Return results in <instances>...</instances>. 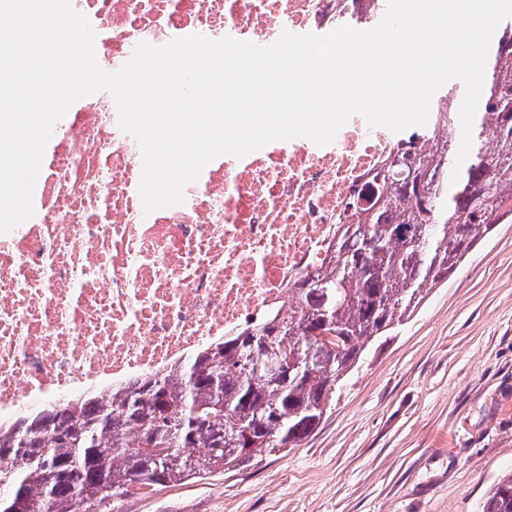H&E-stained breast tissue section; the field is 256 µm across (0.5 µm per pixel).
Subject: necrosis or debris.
<instances>
[{
	"label": "necrosis or debris",
	"instance_id": "4bbe7bcc",
	"mask_svg": "<svg viewBox=\"0 0 512 512\" xmlns=\"http://www.w3.org/2000/svg\"><path fill=\"white\" fill-rule=\"evenodd\" d=\"M96 33L94 58L121 71L136 47L199 34L255 44L283 32L377 27L385 0H69ZM106 90L56 122L34 214L0 234V434L22 404L119 392L207 342L287 315L315 274L345 203L399 143L353 115L327 144L274 141L222 155L182 203L146 211L142 153Z\"/></svg>",
	"mask_w": 512,
	"mask_h": 512
}]
</instances>
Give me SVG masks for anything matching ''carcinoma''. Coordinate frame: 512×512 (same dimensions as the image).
Instances as JSON below:
<instances>
[{
  "instance_id": "cac0c4a2",
  "label": "carcinoma",
  "mask_w": 512,
  "mask_h": 512,
  "mask_svg": "<svg viewBox=\"0 0 512 512\" xmlns=\"http://www.w3.org/2000/svg\"><path fill=\"white\" fill-rule=\"evenodd\" d=\"M409 143L436 128L448 141L460 115L438 101ZM473 140L457 180L449 158L423 153L410 168L389 167L384 194L357 211L331 264L296 288L288 317L273 313L208 346L169 374H154L109 398L44 410L0 437V512H105L138 490L182 483L298 445L326 413L338 383L366 346L410 317L493 230L512 216V18L490 58ZM344 336L337 347L316 337ZM276 376L264 371L275 353ZM173 403L178 416L156 421ZM155 432V447H144ZM9 458L3 463L1 459ZM112 494L97 496L102 474ZM481 512H512V473L486 492Z\"/></svg>"
}]
</instances>
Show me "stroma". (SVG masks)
Returning <instances> with one entry per match:
<instances>
[{
    "label": "stroma",
    "mask_w": 512,
    "mask_h": 512,
    "mask_svg": "<svg viewBox=\"0 0 512 512\" xmlns=\"http://www.w3.org/2000/svg\"><path fill=\"white\" fill-rule=\"evenodd\" d=\"M512 471V220L367 346L296 448L114 512H481Z\"/></svg>",
    "instance_id": "obj_1"
}]
</instances>
